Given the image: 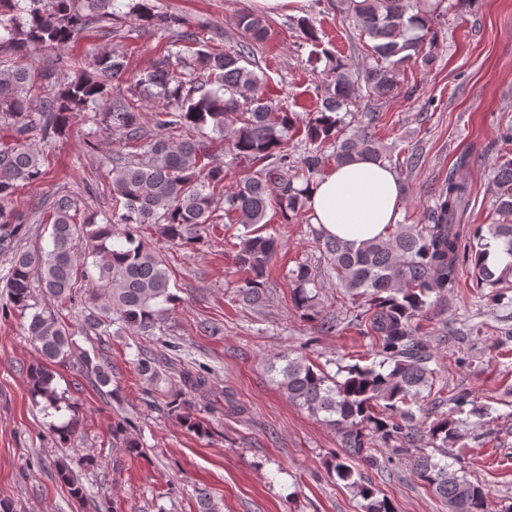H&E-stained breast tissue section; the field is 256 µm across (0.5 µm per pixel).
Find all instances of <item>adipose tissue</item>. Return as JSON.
I'll use <instances>...</instances> for the list:
<instances>
[{
  "label": "adipose tissue",
  "mask_w": 512,
  "mask_h": 512,
  "mask_svg": "<svg viewBox=\"0 0 512 512\" xmlns=\"http://www.w3.org/2000/svg\"><path fill=\"white\" fill-rule=\"evenodd\" d=\"M400 179L389 165L356 157L336 165L311 186V222L329 236L360 243L382 236L397 223Z\"/></svg>",
  "instance_id": "adipose-tissue-1"
}]
</instances>
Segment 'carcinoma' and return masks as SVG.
Here are the masks:
<instances>
[{
	"label": "carcinoma",
	"mask_w": 512,
	"mask_h": 512,
	"mask_svg": "<svg viewBox=\"0 0 512 512\" xmlns=\"http://www.w3.org/2000/svg\"><path fill=\"white\" fill-rule=\"evenodd\" d=\"M339 2L347 5L362 35L374 41L375 65L352 76L342 57L316 51L321 39L313 22H298L303 38L315 48L308 62L315 70L324 64L318 69L319 106L301 118L265 97L263 79L247 67L255 45L268 38L265 20L253 13L238 18L246 41L227 51L204 43L197 32L183 28L180 17L155 11L148 0H0V55L7 56L0 61V125L10 132V141L0 143V254L10 263L5 288L11 307L32 308L36 283L50 303L70 309L82 305L87 334L108 336L116 321L143 336L155 335L176 294L166 259L141 236L143 226H154L174 247L185 248L218 223L221 199L224 217L243 228L234 255L236 268L245 273L238 296L248 304L268 299L267 272L278 248L273 235L262 234L268 203L276 201L283 223L290 224L307 212V191L331 163L355 156L390 160L371 129L341 132L339 112L364 90L393 94L404 66L431 61L426 46L434 41V29L425 0ZM121 17L176 29V38L136 81L153 90L155 133L150 135L141 122L140 98L112 94V81L129 70L125 51L98 50L81 61L59 56L34 71L19 63L33 49L67 47L92 20L110 23ZM87 110L118 140L109 157L112 211L99 221L81 209V200L62 195L49 210L50 249L27 251L20 246L26 225L39 219L11 203L21 187L44 177L46 148L70 126L73 114ZM299 124L309 148L293 165L288 141ZM215 141L224 144L229 163L248 170L230 192L224 191V164L210 153ZM493 173L498 219L477 227L471 247L477 284L491 288L512 278V261L499 271L487 262L494 247L512 258V158L494 164ZM468 194V183L452 170L436 197L430 224H391L383 237L358 246L315 233L337 285L351 296L367 298L353 321L372 339L380 361L347 365L339 380L300 356L286 360L277 371V384L290 402L323 416L340 433L341 453L332 469L362 498V512H395L365 473L351 465L357 460L381 468L378 439L412 458L415 475L448 512H490L484 488L446 461L448 443L460 436L463 421L448 414L420 424L412 410L437 375L415 320L430 306V298H443L456 288L455 222ZM114 224L126 226L125 243H114ZM78 238L87 243L79 255L73 250ZM318 277L308 263L292 271L291 302L309 320L317 318ZM27 332L45 359L30 371L32 396L44 401L43 409L60 410L53 364L76 367L100 388L112 384L111 366L99 353L74 354L68 326L56 314L35 312ZM157 364L154 352L143 348L138 353L136 368L146 381L159 379ZM179 386L184 395L224 394L203 369L182 372ZM167 405L187 428L201 427L186 400L175 397ZM49 427L65 443L77 421ZM422 440L432 452L416 446ZM56 474L71 496L83 499L85 489L68 464H58Z\"/></svg>",
	"instance_id": "cac0c4a2"
}]
</instances>
